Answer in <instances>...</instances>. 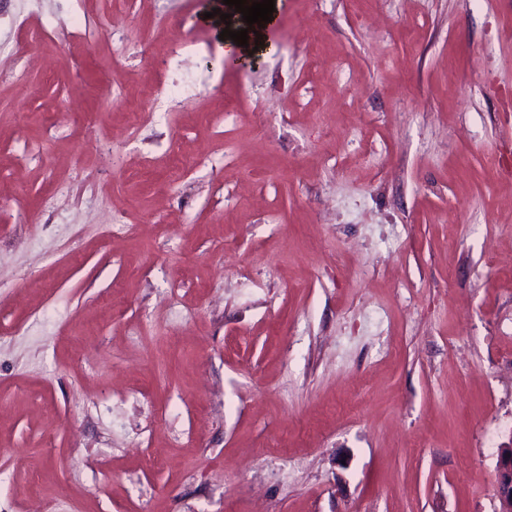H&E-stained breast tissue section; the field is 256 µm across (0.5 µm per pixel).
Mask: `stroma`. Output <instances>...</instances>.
<instances>
[{
  "label": "stroma",
  "instance_id": "1",
  "mask_svg": "<svg viewBox=\"0 0 512 512\" xmlns=\"http://www.w3.org/2000/svg\"><path fill=\"white\" fill-rule=\"evenodd\" d=\"M218 2L0 0V512H498L512 0Z\"/></svg>",
  "mask_w": 512,
  "mask_h": 512
}]
</instances>
